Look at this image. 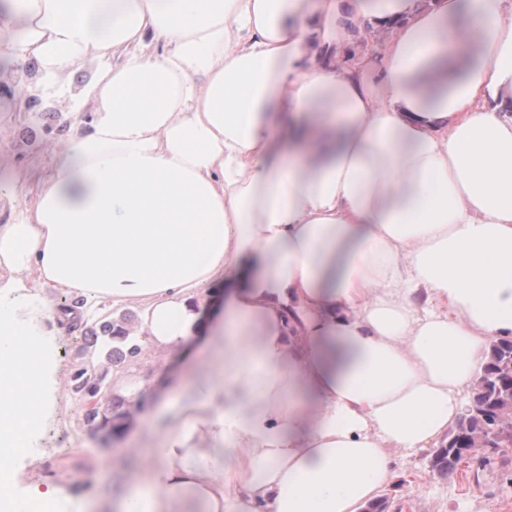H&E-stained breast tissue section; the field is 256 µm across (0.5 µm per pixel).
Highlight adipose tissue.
I'll use <instances>...</instances> for the list:
<instances>
[{
  "instance_id": "obj_1",
  "label": "adipose tissue",
  "mask_w": 512,
  "mask_h": 512,
  "mask_svg": "<svg viewBox=\"0 0 512 512\" xmlns=\"http://www.w3.org/2000/svg\"><path fill=\"white\" fill-rule=\"evenodd\" d=\"M349 20L393 25L379 70L339 61ZM2 32L106 64L48 175L0 182V266L40 281L0 280V441L47 401L43 289L201 344L142 478L20 495L1 456L12 512H361L439 445L512 337V0H7Z\"/></svg>"
}]
</instances>
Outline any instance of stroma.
Returning <instances> with one entry per match:
<instances>
[{"instance_id": "stroma-1", "label": "stroma", "mask_w": 512, "mask_h": 512, "mask_svg": "<svg viewBox=\"0 0 512 512\" xmlns=\"http://www.w3.org/2000/svg\"><path fill=\"white\" fill-rule=\"evenodd\" d=\"M353 34L346 60L372 67L392 30L364 23L355 26ZM99 67V60L89 57L59 71L48 83L31 63L0 64V180L29 182L46 173L49 159L67 146L71 112L82 103ZM47 294L57 308L77 312L79 318L73 326L46 325L57 338L53 358L59 368L51 380V406L35 428L34 446L16 454V488L65 478L75 480L79 488L105 492L137 471L138 457L130 450L128 433L106 440L92 436L85 422L87 401L74 391L75 374L84 370L102 375V405L122 398L132 429L145 412L135 397L121 394L117 380L141 383L153 395L164 393L184 377L198 346L193 343L176 352L146 347L137 357L114 363L107 358L108 345L102 344L94 357H86L81 347L96 319L84 316L85 298L53 288ZM430 456L427 450L397 452L396 475L381 494L386 512H512V447L491 455L477 451L446 478L432 475Z\"/></svg>"}]
</instances>
